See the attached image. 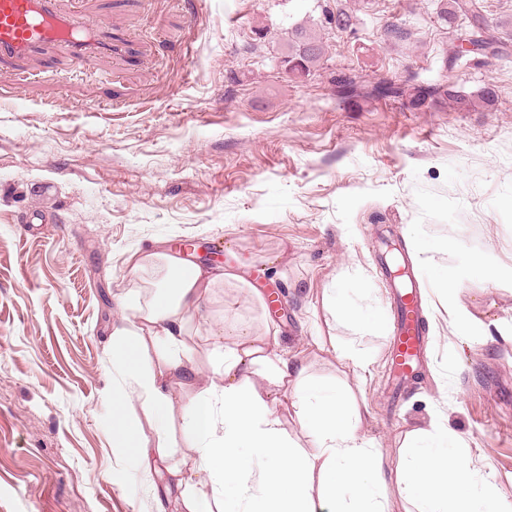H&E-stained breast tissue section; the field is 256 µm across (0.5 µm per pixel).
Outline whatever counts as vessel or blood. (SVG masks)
I'll return each mask as SVG.
<instances>
[{
    "label": "vessel or blood",
    "mask_w": 512,
    "mask_h": 512,
    "mask_svg": "<svg viewBox=\"0 0 512 512\" xmlns=\"http://www.w3.org/2000/svg\"><path fill=\"white\" fill-rule=\"evenodd\" d=\"M48 45L62 47L78 61L103 49L95 28L58 14L53 0H0V60L19 59ZM393 311L392 365L401 386L415 374L428 343L418 288L397 293Z\"/></svg>",
    "instance_id": "vessel-or-blood-1"
}]
</instances>
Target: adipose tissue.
<instances>
[{
	"instance_id": "adipose-tissue-1",
	"label": "adipose tissue",
	"mask_w": 512,
	"mask_h": 512,
	"mask_svg": "<svg viewBox=\"0 0 512 512\" xmlns=\"http://www.w3.org/2000/svg\"><path fill=\"white\" fill-rule=\"evenodd\" d=\"M128 262L135 272L165 268L166 284L146 283L137 319L112 332V365L132 382L131 394L112 400L114 431L136 440L146 420L157 447H171V387L194 388L184 429L192 464L169 469L190 490L186 512H387L392 492L413 512H474L477 497L493 494L494 472L473 471L456 436L435 423L409 433L396 467L388 468L383 453L359 436L361 414L347 389L314 382L302 363L275 353L271 330L231 324L212 331V372L204 374L190 324L211 290L236 273L197 265L186 271L182 259L157 251L133 252ZM133 400L141 417L127 413ZM286 403L310 446L286 436L279 411ZM246 448L251 457L243 456Z\"/></svg>"
}]
</instances>
